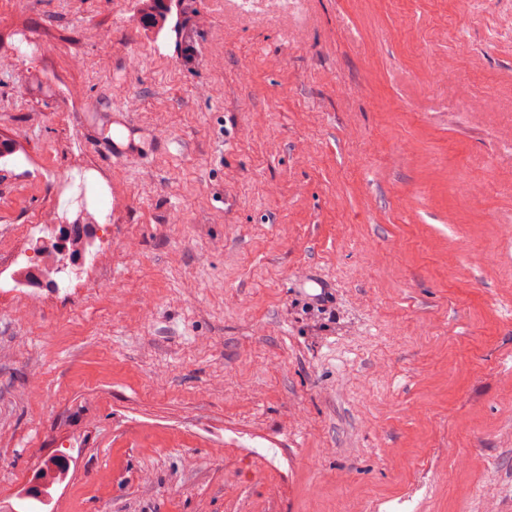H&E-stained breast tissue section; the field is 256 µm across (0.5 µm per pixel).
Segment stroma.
Listing matches in <instances>:
<instances>
[{"label": "stroma", "instance_id": "stroma-1", "mask_svg": "<svg viewBox=\"0 0 512 512\" xmlns=\"http://www.w3.org/2000/svg\"><path fill=\"white\" fill-rule=\"evenodd\" d=\"M179 11L0 0V267L110 285L0 292V512H512V0ZM89 228L90 226L88 224H82L80 220H77L72 224L56 225V233L52 243L54 244V248L58 254L62 256L63 263H65L66 260H69V262L73 264L83 262L86 255L85 247H76L70 251L68 243L71 242L73 244L78 240L88 242Z\"/></svg>", "mask_w": 512, "mask_h": 512}]
</instances>
